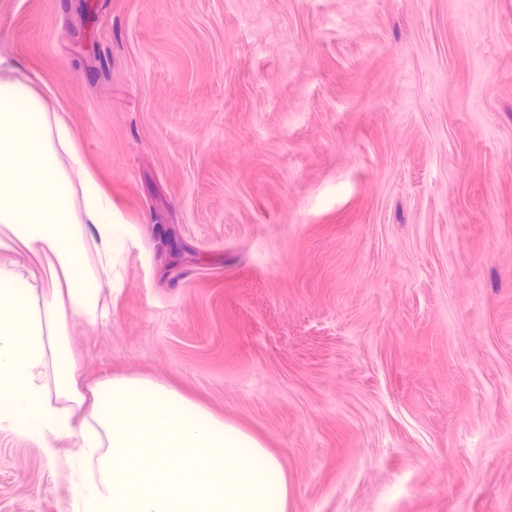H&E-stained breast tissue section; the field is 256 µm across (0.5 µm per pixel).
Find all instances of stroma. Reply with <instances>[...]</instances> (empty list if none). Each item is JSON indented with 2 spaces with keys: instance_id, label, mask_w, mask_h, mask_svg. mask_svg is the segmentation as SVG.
<instances>
[{
  "instance_id": "35a3bbf8",
  "label": "stroma",
  "mask_w": 512,
  "mask_h": 512,
  "mask_svg": "<svg viewBox=\"0 0 512 512\" xmlns=\"http://www.w3.org/2000/svg\"><path fill=\"white\" fill-rule=\"evenodd\" d=\"M129 237L78 376L257 437L287 512H512V0H0ZM0 430V512H59Z\"/></svg>"
}]
</instances>
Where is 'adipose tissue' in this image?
<instances>
[{
    "label": "adipose tissue",
    "mask_w": 512,
    "mask_h": 512,
    "mask_svg": "<svg viewBox=\"0 0 512 512\" xmlns=\"http://www.w3.org/2000/svg\"><path fill=\"white\" fill-rule=\"evenodd\" d=\"M126 237L64 114L25 71L0 76V428L65 455L62 512H287L283 466L253 435L153 380L79 382L69 325L103 322Z\"/></svg>",
    "instance_id": "obj_1"
}]
</instances>
